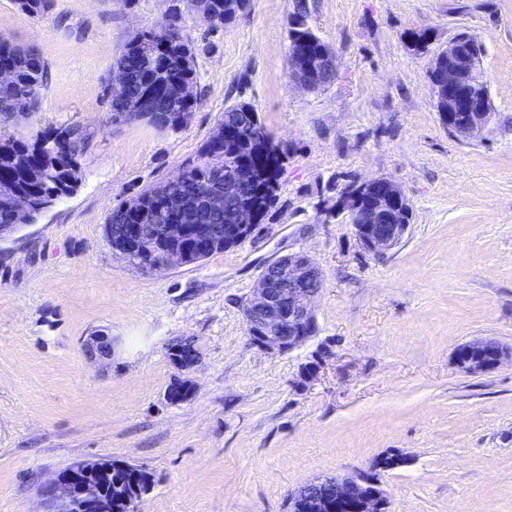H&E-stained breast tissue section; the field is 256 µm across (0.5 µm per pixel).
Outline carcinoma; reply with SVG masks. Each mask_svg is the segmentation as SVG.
Segmentation results:
<instances>
[{
	"instance_id": "cac0c4a2",
	"label": "carcinoma",
	"mask_w": 512,
	"mask_h": 512,
	"mask_svg": "<svg viewBox=\"0 0 512 512\" xmlns=\"http://www.w3.org/2000/svg\"><path fill=\"white\" fill-rule=\"evenodd\" d=\"M201 2L209 10L227 14L231 21L243 8L241 0ZM15 4L20 11L37 19L44 18L50 8V0H15ZM170 28H177L172 20L157 30H146L130 38L112 65V77L126 80L129 94L134 97L153 91L163 99L160 105L163 112H189L196 108V104H188L179 98L177 85L195 81V70L182 65L186 53L193 52V47L186 39L166 43V31ZM302 34L307 37L308 52L314 57L318 58L320 54L330 51V47L310 29L303 30ZM147 36L151 37L149 45L155 56L154 68L145 65L142 59V40ZM0 66L10 67L16 72L14 84L0 87V152L15 158L14 170L17 172L26 167L58 164L65 172L73 173V178H78V157L82 154L86 140L83 131L72 126L49 128L30 137L9 132V129L18 126L12 112L14 97L23 94L37 104L42 103L46 82L45 65L41 57L33 50L0 39ZM242 106L243 103L239 102L224 109L219 125L234 129L238 137L247 141V145L207 139L200 150L199 159L186 164V184L174 185L172 192L182 197L190 186L202 193L212 183L224 180V167H238L240 158L244 157L248 171L240 195L260 197V215L263 216L276 196L282 157L258 112H253V118L250 119L242 112ZM58 190L56 180L49 179L32 194V199L40 205L50 200Z\"/></svg>"
}]
</instances>
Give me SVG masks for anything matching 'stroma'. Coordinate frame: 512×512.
Returning <instances> with one entry per match:
<instances>
[{
  "mask_svg": "<svg viewBox=\"0 0 512 512\" xmlns=\"http://www.w3.org/2000/svg\"><path fill=\"white\" fill-rule=\"evenodd\" d=\"M310 2L337 65L317 90L289 78L292 0H249L218 28L186 0H52L39 21L0 0V36L45 64L33 129L87 135L76 191L0 242V512H41L58 470L103 459L150 474L143 512H290L315 478L390 455L404 463L376 471L389 512H512V360L475 375L454 362L474 339L512 350V0ZM174 7L195 53L191 121L113 123L114 60ZM413 32L426 49L410 47ZM461 32L484 49L493 107L468 143L442 127L429 78ZM240 99L283 153L254 236L197 264L128 265L106 238L112 209L197 159ZM376 177L412 209L382 255L336 214L349 185ZM299 250L324 274L317 333L289 353L259 350L243 305ZM99 331L119 342L103 366L84 350ZM180 336L199 351L188 371L168 356ZM177 380L192 391L172 405Z\"/></svg>",
  "mask_w": 512,
  "mask_h": 512,
  "instance_id": "obj_1",
  "label": "stroma"
}]
</instances>
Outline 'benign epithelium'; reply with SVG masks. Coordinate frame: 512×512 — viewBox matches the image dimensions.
I'll return each instance as SVG.
<instances>
[{"instance_id": "benign-epithelium-1", "label": "benign epithelium", "mask_w": 512, "mask_h": 512, "mask_svg": "<svg viewBox=\"0 0 512 512\" xmlns=\"http://www.w3.org/2000/svg\"><path fill=\"white\" fill-rule=\"evenodd\" d=\"M447 55L448 66L431 70L430 80L435 97L446 105L438 113L448 134L461 142L483 136L492 119L489 88L483 78V55L475 52L473 38L457 35L440 49ZM290 77L302 86L317 85L322 75L334 76L336 58L319 64L310 61L305 49L297 51ZM113 98L124 104L121 118L140 121L171 120L186 125L189 114H161L147 110L144 102L128 93L127 83L112 80ZM185 171L162 184L158 198L164 203L153 209L158 224L106 225L107 239L117 238V251L134 267L152 272L184 265L192 257L201 256L219 243H239L251 237L259 222L257 205L247 202L230 215L229 223L220 230L207 223L210 213L224 209V199L240 193L242 178L224 176V184L209 188L202 200L204 207L172 197L166 187L183 181ZM404 197L395 181L379 177L364 181L342 194L336 203L337 214L347 223L369 252L382 254L395 248L409 229L408 213L401 209ZM12 206L11 224H0V241L11 238L26 224L37 222L31 198L20 192L11 178H0V199ZM268 267L246 301L243 313L249 343L260 350L285 353L302 346L317 329L313 305L322 292L324 276L306 252H292ZM87 356L99 363L112 360L114 341L105 333L90 337L84 345ZM507 351L494 339H476L461 344L455 351L457 366L468 374L495 369ZM112 475V461H75L55 473L41 490L42 512H118L125 504L131 512H139L141 499H131L122 484L106 493L102 479ZM290 501L301 507L314 506L317 512H387V499L379 484L370 476L332 477L313 480Z\"/></svg>"}]
</instances>
